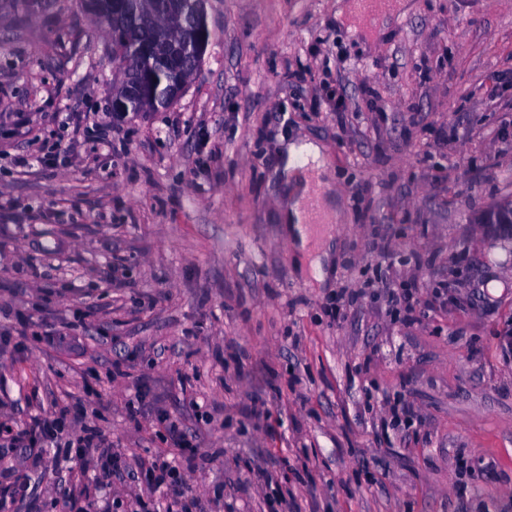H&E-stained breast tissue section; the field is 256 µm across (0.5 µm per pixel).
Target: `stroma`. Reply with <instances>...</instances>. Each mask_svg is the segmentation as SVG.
<instances>
[{"label":"stroma","mask_w":512,"mask_h":512,"mask_svg":"<svg viewBox=\"0 0 512 512\" xmlns=\"http://www.w3.org/2000/svg\"><path fill=\"white\" fill-rule=\"evenodd\" d=\"M343 2L208 0L201 73L117 123L79 0H0V481L28 486L0 512L83 488L102 512H512V240L480 229L512 199V0H405L355 32ZM302 139L340 201L322 283L276 219ZM58 410L56 443L10 447ZM90 427L122 477L70 456ZM161 455L179 488H149Z\"/></svg>","instance_id":"35a3bbf8"}]
</instances>
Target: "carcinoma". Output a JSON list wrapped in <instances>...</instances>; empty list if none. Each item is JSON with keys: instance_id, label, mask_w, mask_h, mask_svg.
Masks as SVG:
<instances>
[{"instance_id": "1", "label": "carcinoma", "mask_w": 512, "mask_h": 512, "mask_svg": "<svg viewBox=\"0 0 512 512\" xmlns=\"http://www.w3.org/2000/svg\"><path fill=\"white\" fill-rule=\"evenodd\" d=\"M164 24L173 35L192 27L195 21V0H181L177 13L167 14L164 0H122L119 9L108 18L104 27L112 29L118 24L124 34L125 45L130 52H135L145 41L156 37L153 20ZM212 35H207L201 49L187 54L179 65V73L191 79L201 70L204 56ZM174 76V70L150 57L141 59L132 66V73L127 75L126 83L140 85V95L130 102L131 112H157L175 103V100L163 98V85L168 77Z\"/></svg>"}]
</instances>
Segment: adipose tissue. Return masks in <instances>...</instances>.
Instances as JSON below:
<instances>
[{
	"label": "adipose tissue",
	"mask_w": 512,
	"mask_h": 512,
	"mask_svg": "<svg viewBox=\"0 0 512 512\" xmlns=\"http://www.w3.org/2000/svg\"><path fill=\"white\" fill-rule=\"evenodd\" d=\"M283 172L293 180L288 194V207L285 219L288 233L297 244L300 252L309 248L307 203L311 197H318L324 215H332L337 200L328 192L326 180L329 176L322 149L312 142L290 144L284 159Z\"/></svg>",
	"instance_id": "obj_1"
}]
</instances>
